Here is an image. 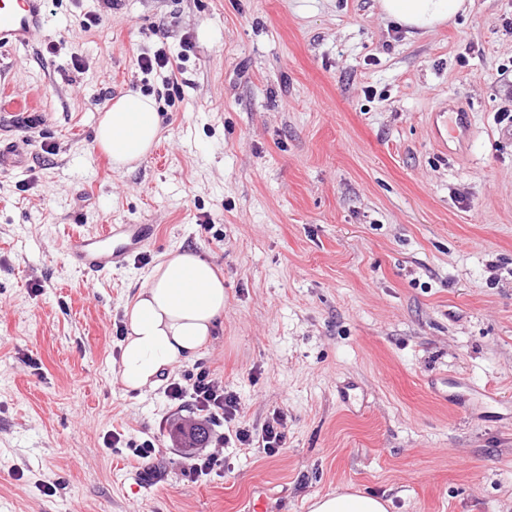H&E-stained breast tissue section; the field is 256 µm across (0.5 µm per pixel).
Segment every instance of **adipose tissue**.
<instances>
[{
    "label": "adipose tissue",
    "instance_id": "ef3b65f1",
    "mask_svg": "<svg viewBox=\"0 0 512 512\" xmlns=\"http://www.w3.org/2000/svg\"><path fill=\"white\" fill-rule=\"evenodd\" d=\"M377 7L384 20L422 37L467 14L472 0H378ZM160 130L154 100L130 92L105 112L96 141L120 169L145 159ZM124 324L119 380L137 392L194 361L223 326V273L201 254L167 251L125 306ZM389 505L381 496L347 491L314 498L310 512H389Z\"/></svg>",
    "mask_w": 512,
    "mask_h": 512
}]
</instances>
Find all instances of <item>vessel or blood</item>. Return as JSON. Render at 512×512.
Masks as SVG:
<instances>
[{
	"label": "vessel or blood",
	"mask_w": 512,
	"mask_h": 512,
	"mask_svg": "<svg viewBox=\"0 0 512 512\" xmlns=\"http://www.w3.org/2000/svg\"><path fill=\"white\" fill-rule=\"evenodd\" d=\"M46 21L44 0H0V47L27 45ZM154 235L150 224H108L98 233L71 237L66 258L79 270L103 275L125 265L128 257Z\"/></svg>",
	"instance_id": "b4317fda"
}]
</instances>
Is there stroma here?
<instances>
[{
  "instance_id": "stroma-1",
  "label": "stroma",
  "mask_w": 512,
  "mask_h": 512,
  "mask_svg": "<svg viewBox=\"0 0 512 512\" xmlns=\"http://www.w3.org/2000/svg\"><path fill=\"white\" fill-rule=\"evenodd\" d=\"M46 10L29 46L0 48V146L26 159L0 173V512H309L349 489L391 512H512V0L424 37L376 0ZM160 49L171 68L142 73ZM131 90L162 131L116 170L95 130ZM451 105L473 133L450 152L432 119ZM104 224L156 235L108 274L69 265V236ZM176 247L223 270L224 324L131 392L123 310ZM200 366L239 414L205 443L223 472L194 481L175 433L192 406L165 389ZM277 412L279 453L234 440ZM48 478L64 489L41 493Z\"/></svg>"
}]
</instances>
